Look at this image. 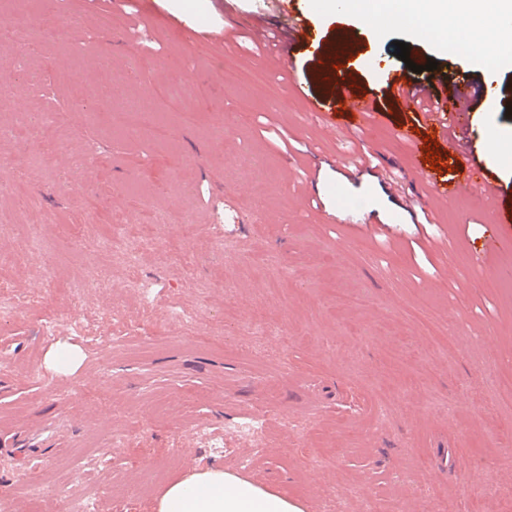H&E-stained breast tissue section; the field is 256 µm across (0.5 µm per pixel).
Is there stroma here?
Here are the masks:
<instances>
[{"mask_svg": "<svg viewBox=\"0 0 512 512\" xmlns=\"http://www.w3.org/2000/svg\"><path fill=\"white\" fill-rule=\"evenodd\" d=\"M262 6L127 0L103 29L112 0H0V286L24 302L0 323V512L83 495L157 512L170 480L214 464L306 512H512V224L486 255L488 207L419 179L405 132L447 133L427 113L387 96L383 122L325 128L310 65L284 78L240 47ZM358 37L391 64L402 41L491 72L410 26ZM492 72L498 109L473 99L479 136L452 173L496 152L485 170L512 196V58ZM127 102L145 108L133 137L114 121ZM115 231L143 241L135 266L104 248ZM100 267L108 287H86ZM60 348L74 373L48 364Z\"/></svg>", "mask_w": 512, "mask_h": 512, "instance_id": "35a3bbf8", "label": "stroma"}]
</instances>
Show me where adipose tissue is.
Instances as JSON below:
<instances>
[{
	"mask_svg": "<svg viewBox=\"0 0 512 512\" xmlns=\"http://www.w3.org/2000/svg\"><path fill=\"white\" fill-rule=\"evenodd\" d=\"M343 12L361 24H401L423 14L480 17L488 0H404L402 14L390 12L386 0H340ZM158 512H304L288 497L225 471L221 465L196 470L171 481L158 500Z\"/></svg>",
	"mask_w": 512,
	"mask_h": 512,
	"instance_id": "ef3b65f1",
	"label": "adipose tissue"
}]
</instances>
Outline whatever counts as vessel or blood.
I'll list each match as a JSON object with an SVG mask.
<instances>
[{
    "label": "vessel or blood",
    "instance_id": "obj_1",
    "mask_svg": "<svg viewBox=\"0 0 512 512\" xmlns=\"http://www.w3.org/2000/svg\"><path fill=\"white\" fill-rule=\"evenodd\" d=\"M252 26L260 35L269 28H276L280 72L293 74L301 60L313 66L329 95L313 105L312 110L327 125H334L335 115L341 111L358 115L365 124L382 119L378 98L368 92L356 74L362 48L351 25H340L333 35L327 36L309 24L305 12L285 7L276 25H269L265 14L258 13L253 17ZM410 59L421 65V72H413L403 65L392 69L379 61H372L373 84L387 88L398 101L417 109L424 101H437L439 110L433 113V121L448 122L460 134L469 135L472 128L470 100L475 94L492 90V82L472 87L465 72L442 67L429 71L425 68L426 57L414 53ZM426 182L430 191L444 201L469 191L478 192L491 209L494 223L512 224V202L506 200L499 187L488 180L481 166H471L464 177L448 182L431 176Z\"/></svg>",
    "mask_w": 512,
    "mask_h": 512
}]
</instances>
